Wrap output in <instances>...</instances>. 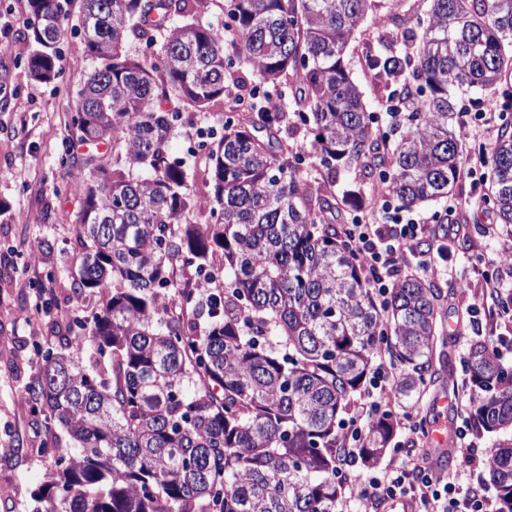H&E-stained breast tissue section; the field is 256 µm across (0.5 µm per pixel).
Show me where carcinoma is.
I'll list each match as a JSON object with an SVG mask.
<instances>
[{"mask_svg": "<svg viewBox=\"0 0 512 512\" xmlns=\"http://www.w3.org/2000/svg\"><path fill=\"white\" fill-rule=\"evenodd\" d=\"M29 75L55 81L67 11L28 0ZM370 0H224V22L202 21L211 0H81V46L94 62L71 119L76 142L102 145L85 167L67 268L74 303L57 343L36 349L26 393L45 413L43 451L55 469L32 494L34 512H338L340 424L390 350L394 399L419 405L434 382L439 289L399 276L385 310L349 251L341 199L303 180L304 156L284 146L286 120L313 134L315 166L369 177L413 210L448 198L460 180L457 102L492 96L512 69V0H429L405 73L372 55L393 97L417 100L394 147L373 128L345 61ZM162 43H157L158 34ZM239 56L268 90L300 76L293 115L246 111L198 128L206 154L198 205L169 146L190 113L225 100ZM159 45L154 53L131 46ZM488 201L512 236V122L486 159ZM88 294L97 307L82 306ZM480 434L512 431V368L487 343L464 359ZM397 414L367 422L362 452L385 456ZM499 512H512V438L490 449Z\"/></svg>", "mask_w": 512, "mask_h": 512, "instance_id": "cac0c4a2", "label": "carcinoma"}]
</instances>
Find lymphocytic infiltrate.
<instances>
[{
	"label": "lymphocytic infiltrate",
	"instance_id": "lymphocytic-infiltrate-1",
	"mask_svg": "<svg viewBox=\"0 0 512 512\" xmlns=\"http://www.w3.org/2000/svg\"><path fill=\"white\" fill-rule=\"evenodd\" d=\"M392 224L391 234H384L383 224ZM425 226L413 218L399 214L388 197H379L374 207L362 210L354 224L348 228V244L356 259L362 260L370 274V286L379 306H386L400 262L416 259L420 269L436 272L440 246L424 244ZM397 368L390 358L380 356L379 363L369 375L346 420L341 437V461L338 478L343 489H358L361 499L371 507L384 501L406 496L412 498L417 512H430L431 502H441L442 512H498L496 499L485 491L476 479L486 463V456L479 452L468 430L456 433L457 452L468 464L472 483L461 484L455 473L434 475L422 460L408 464H392L361 482L362 427L361 420H372L391 401Z\"/></svg>",
	"mask_w": 512,
	"mask_h": 512
}]
</instances>
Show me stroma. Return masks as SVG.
Here are the masks:
<instances>
[{"instance_id":"35a3bbf8","label":"stroma","mask_w":512,"mask_h":512,"mask_svg":"<svg viewBox=\"0 0 512 512\" xmlns=\"http://www.w3.org/2000/svg\"><path fill=\"white\" fill-rule=\"evenodd\" d=\"M424 11L423 0H371L366 18L355 32L346 62L367 106L375 115L378 134L395 140L386 114L393 81L377 79L368 66L375 52L404 54L410 50L405 33L381 26L380 18L397 10ZM30 16L28 0H0V448L18 447V454L0 457V486L10 488L0 498V512H32V492L54 467L41 450L44 416L25 399V386L34 377L35 347L51 340L50 324L68 318L70 285L61 269L76 236L71 215L78 207L83 181L79 176L93 148L75 145L74 175L61 166L63 142L77 108V91L93 63L78 39L67 38L59 83L33 80L27 69L29 46L23 39ZM490 179L487 168L459 180L451 195L415 209L429 228L445 229L447 264L456 278H437L443 298L441 321L458 322L436 359L435 383L416 409L422 431L398 430L395 447L385 458L404 462L433 447L426 424L446 420L449 431L465 426L467 413L452 394L466 378L462 359L476 337L471 319L483 328L512 335V322L498 317L499 300L484 296L476 264L498 262L512 238L504 236L490 204L482 200ZM446 397L448 407L435 406Z\"/></svg>"}]
</instances>
